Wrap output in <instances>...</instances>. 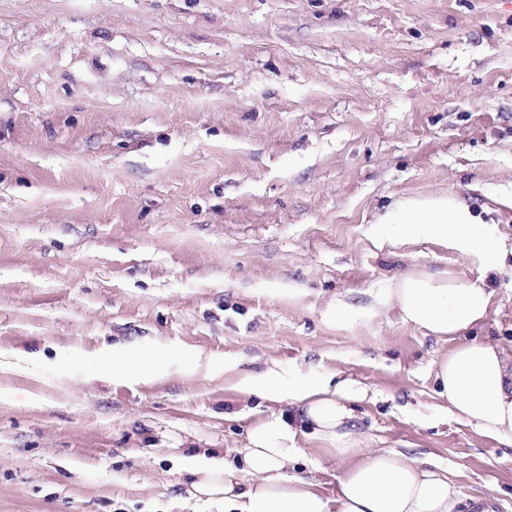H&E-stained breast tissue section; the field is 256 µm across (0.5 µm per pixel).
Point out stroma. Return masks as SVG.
<instances>
[{
	"label": "stroma",
	"mask_w": 512,
	"mask_h": 512,
	"mask_svg": "<svg viewBox=\"0 0 512 512\" xmlns=\"http://www.w3.org/2000/svg\"><path fill=\"white\" fill-rule=\"evenodd\" d=\"M448 195L495 268L389 238ZM447 272L492 292L458 339L371 314ZM460 341L512 351V0H0V512H224L192 459L240 458L272 369L356 381L365 446L512 512V449L438 393Z\"/></svg>",
	"instance_id": "obj_1"
}]
</instances>
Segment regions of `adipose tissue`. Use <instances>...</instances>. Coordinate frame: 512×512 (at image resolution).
Listing matches in <instances>:
<instances>
[{
	"label": "adipose tissue",
	"mask_w": 512,
	"mask_h": 512,
	"mask_svg": "<svg viewBox=\"0 0 512 512\" xmlns=\"http://www.w3.org/2000/svg\"><path fill=\"white\" fill-rule=\"evenodd\" d=\"M418 221L400 224L395 235L423 234L487 261L503 241L483 235L471 211L453 198L414 203ZM492 293L484 281L452 274H413L387 288L379 309L394 307L402 317L437 336L456 337L488 314ZM441 396L451 415L484 435L512 445V354L485 342H466L434 364ZM243 391L271 401L253 425L241 463L204 459L198 472L224 477V512H453L457 493L446 472L427 459L397 449L366 448L352 424L351 402L365 394L351 382L312 374L282 381L269 373ZM333 444L347 466L332 499L313 484L288 474L299 459V430Z\"/></svg>",
	"instance_id": "ef3b65f1"
}]
</instances>
